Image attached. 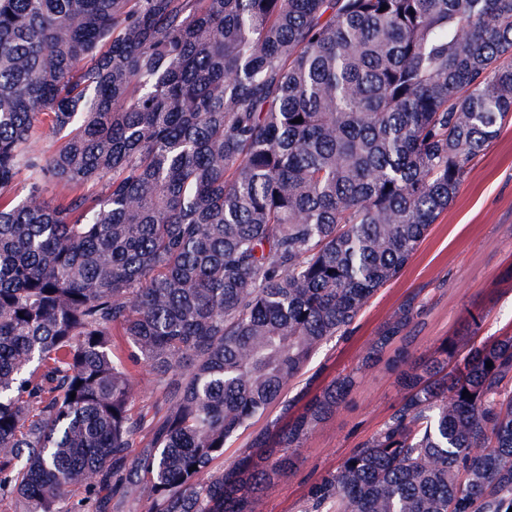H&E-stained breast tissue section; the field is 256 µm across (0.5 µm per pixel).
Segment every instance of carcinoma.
Returning <instances> with one entry per match:
<instances>
[{"label":"carcinoma","instance_id":"1","mask_svg":"<svg viewBox=\"0 0 512 512\" xmlns=\"http://www.w3.org/2000/svg\"><path fill=\"white\" fill-rule=\"evenodd\" d=\"M509 119L512 0H0V507L254 512L356 374L289 391ZM398 383L303 512L511 509L512 334ZM132 371L138 380L136 390L135 411L141 413L147 426L152 420L161 400V395L154 389L151 383L149 370L143 364L132 366ZM279 411L280 407L274 406L269 410V412L266 415L258 419H255L253 421L252 426H250L247 430L241 433L236 440L230 442L227 445V447L224 448V455L213 462V464L211 465V471H220L233 465L237 461L243 448H245L250 433L254 430H258L265 427L272 419H274L279 414Z\"/></svg>","mask_w":512,"mask_h":512}]
</instances>
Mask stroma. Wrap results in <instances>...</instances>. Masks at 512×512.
<instances>
[{
  "label": "stroma",
  "instance_id": "1",
  "mask_svg": "<svg viewBox=\"0 0 512 512\" xmlns=\"http://www.w3.org/2000/svg\"><path fill=\"white\" fill-rule=\"evenodd\" d=\"M430 309L408 345L409 360L429 355L445 337L468 342L512 332V123L467 167L460 190L400 276L361 311L347 340L328 341L311 368L322 382L361 361L379 329L411 294ZM397 372L387 362L364 369L346 401L316 426L255 512H300L310 484L374 434L398 400Z\"/></svg>",
  "mask_w": 512,
  "mask_h": 512
}]
</instances>
